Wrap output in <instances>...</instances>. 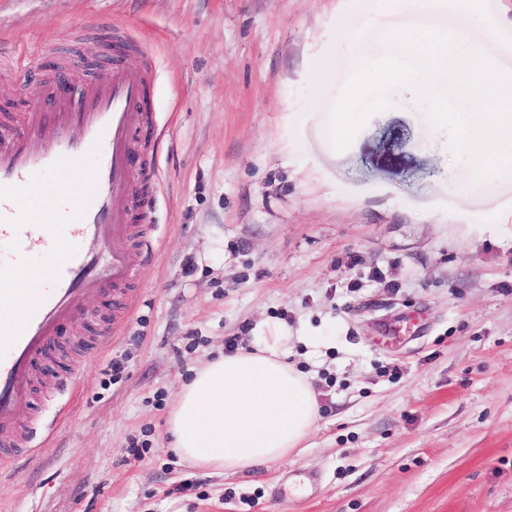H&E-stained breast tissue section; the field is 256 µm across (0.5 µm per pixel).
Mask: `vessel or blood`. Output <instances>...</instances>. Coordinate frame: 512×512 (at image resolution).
I'll use <instances>...</instances> for the list:
<instances>
[{"label": "vessel or blood", "instance_id": "1", "mask_svg": "<svg viewBox=\"0 0 512 512\" xmlns=\"http://www.w3.org/2000/svg\"><path fill=\"white\" fill-rule=\"evenodd\" d=\"M149 81L139 69H113L95 97H53L50 108L29 113L24 129H0V306L20 310L17 320L0 322V446L19 440L16 425L31 387L37 357L57 338L60 323L76 310L82 295L105 279L126 281L127 198L136 134L151 117ZM97 154L90 169H75L84 190L69 201L60 223L31 224L25 212L36 191L61 161ZM100 240L104 249L89 252L78 243ZM65 243L63 255L49 252V241ZM48 260L33 296L16 283L31 255Z\"/></svg>", "mask_w": 512, "mask_h": 512}]
</instances>
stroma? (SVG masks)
Returning <instances> with one entry per match:
<instances>
[{
  "label": "stroma",
  "instance_id": "1",
  "mask_svg": "<svg viewBox=\"0 0 512 512\" xmlns=\"http://www.w3.org/2000/svg\"><path fill=\"white\" fill-rule=\"evenodd\" d=\"M497 2L0 0V123L47 63L87 59L94 89L118 40L160 127L131 172L151 177L136 280L62 326L66 358L32 397L48 430L0 475V512H512V175L469 189L406 87L344 151L329 124L385 32H458L512 74ZM266 318L329 337L288 356L317 427L288 459L195 468L165 444L181 384Z\"/></svg>",
  "mask_w": 512,
  "mask_h": 512
}]
</instances>
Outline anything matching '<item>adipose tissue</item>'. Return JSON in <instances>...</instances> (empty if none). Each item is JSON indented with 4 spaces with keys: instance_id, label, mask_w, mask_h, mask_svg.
Returning <instances> with one entry per match:
<instances>
[{
    "instance_id": "1",
    "label": "adipose tissue",
    "mask_w": 512,
    "mask_h": 512,
    "mask_svg": "<svg viewBox=\"0 0 512 512\" xmlns=\"http://www.w3.org/2000/svg\"><path fill=\"white\" fill-rule=\"evenodd\" d=\"M295 339L314 350L326 341L312 330L292 337L286 323L267 319L248 347L195 371L167 419L170 447L181 460L237 473L302 451L318 404L307 375L288 361Z\"/></svg>"
}]
</instances>
